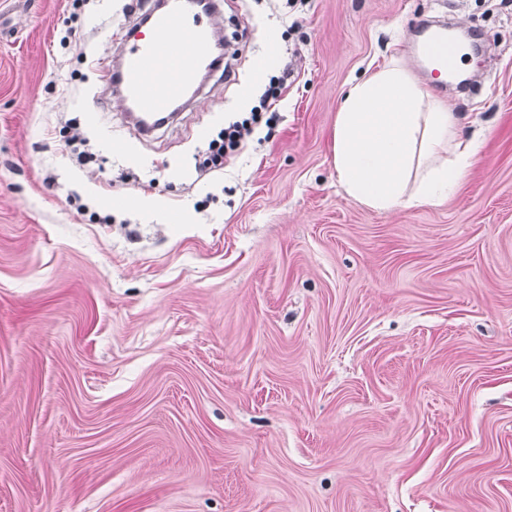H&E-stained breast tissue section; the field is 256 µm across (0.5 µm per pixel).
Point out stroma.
<instances>
[{
    "mask_svg": "<svg viewBox=\"0 0 512 512\" xmlns=\"http://www.w3.org/2000/svg\"><path fill=\"white\" fill-rule=\"evenodd\" d=\"M154 2L0 0V512H512V0H218L225 70L144 136L110 73ZM429 20L485 40L480 88H431ZM272 28L276 118L201 170ZM393 59L491 133L447 201L375 211L333 131Z\"/></svg>",
    "mask_w": 512,
    "mask_h": 512,
    "instance_id": "35a3bbf8",
    "label": "stroma"
}]
</instances>
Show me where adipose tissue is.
<instances>
[{
    "label": "adipose tissue",
    "instance_id": "obj_1",
    "mask_svg": "<svg viewBox=\"0 0 512 512\" xmlns=\"http://www.w3.org/2000/svg\"><path fill=\"white\" fill-rule=\"evenodd\" d=\"M485 138L464 134L452 105L433 99L395 59L349 86L333 164L346 195L368 208L437 204L455 192Z\"/></svg>",
    "mask_w": 512,
    "mask_h": 512
}]
</instances>
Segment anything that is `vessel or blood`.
<instances>
[{
	"instance_id": "b4317fda",
	"label": "vessel or blood",
	"mask_w": 512,
	"mask_h": 512,
	"mask_svg": "<svg viewBox=\"0 0 512 512\" xmlns=\"http://www.w3.org/2000/svg\"><path fill=\"white\" fill-rule=\"evenodd\" d=\"M205 14L196 0H173L168 8L150 10L144 34L119 44L123 101L141 133L168 124L175 105L194 88L201 72L220 65L224 53L211 37ZM422 47L430 77L453 68L459 48L447 29L430 30Z\"/></svg>"
}]
</instances>
